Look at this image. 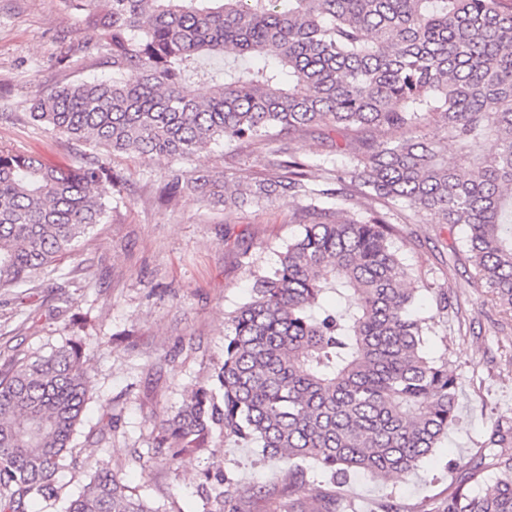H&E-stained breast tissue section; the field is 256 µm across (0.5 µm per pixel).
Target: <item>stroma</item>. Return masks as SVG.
<instances>
[{"label": "stroma", "instance_id": "obj_1", "mask_svg": "<svg viewBox=\"0 0 512 512\" xmlns=\"http://www.w3.org/2000/svg\"><path fill=\"white\" fill-rule=\"evenodd\" d=\"M86 17L69 0H0V149L32 153L53 165L73 163L67 138L27 123L26 112L32 99L56 84L111 76L90 50L104 41V32L89 27ZM277 148L268 141L217 145L197 155L192 167L250 184ZM292 148L310 163L336 169L346 163L331 140L307 133L295 135ZM109 161L127 182L113 191L104 223L43 275L39 288L22 297L0 291V364L81 339L92 370L79 432L98 429L107 416L112 432L79 454L122 470L130 488L162 512H205L198 483L208 469H222L242 496L261 495L248 512H264L272 504L268 491L286 487L296 471H304L309 486L324 485L327 478L313 460L269 459L260 448L231 439L174 465L148 453L151 417L173 412L222 359L225 321L250 295L245 263L273 266L300 233L297 206L279 191L231 209L199 191L169 199L162 193L169 161L128 155ZM462 237L461 227L420 213L401 225L397 239L406 285L415 289L420 315L431 326L426 350L446 356L459 383L458 424L414 474L385 481L351 475L339 486L348 512H374L387 497L401 512H441L459 465L483 455L495 422L512 421V319L488 303ZM73 270L82 285L68 288L61 312L57 288ZM440 292L448 294L450 310L437 311ZM75 315L87 318V326L73 325Z\"/></svg>", "mask_w": 512, "mask_h": 512}]
</instances>
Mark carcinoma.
I'll list each match as a JSON object with an SVG mask.
<instances>
[{
	"label": "carcinoma",
	"mask_w": 512,
	"mask_h": 512,
	"mask_svg": "<svg viewBox=\"0 0 512 512\" xmlns=\"http://www.w3.org/2000/svg\"><path fill=\"white\" fill-rule=\"evenodd\" d=\"M88 24L107 80L52 87L27 117L112 154L188 160L214 144L329 131L342 178L283 146L256 188L172 171L174 195L202 189L226 208L271 185L299 208L301 234L229 319L206 383L153 419L152 446L174 464L234 437L278 459H311L338 483L410 474L458 422L448 359L425 351L415 289L398 255L402 212L465 227L466 258L512 317V9L503 0H91ZM134 71L138 78L125 79ZM207 84L198 93L196 84ZM458 146L415 136L423 121ZM123 175L97 156L50 167L0 150V289L40 274L102 223ZM90 353L71 340L0 369V512L58 498V473L89 477L67 512H161L122 471L74 455L90 392ZM492 462L472 461L442 512H512V425L492 427ZM497 469L492 481L484 472ZM206 500L236 498L221 469ZM481 486L475 493L472 486ZM279 512H346L333 488L288 496Z\"/></svg>",
	"instance_id": "carcinoma-1"
}]
</instances>
